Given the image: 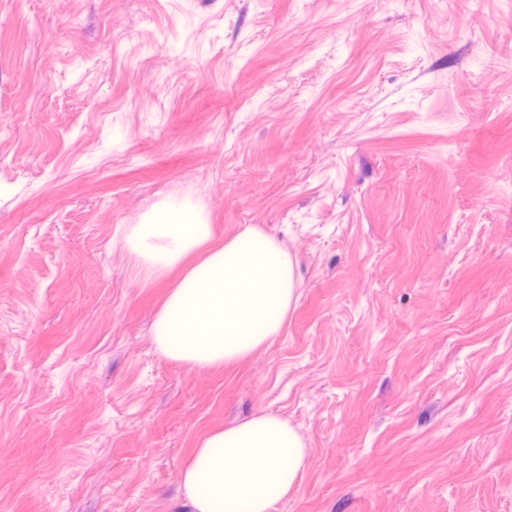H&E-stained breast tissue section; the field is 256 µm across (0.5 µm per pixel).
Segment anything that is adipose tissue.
I'll list each match as a JSON object with an SVG mask.
<instances>
[{
  "mask_svg": "<svg viewBox=\"0 0 512 512\" xmlns=\"http://www.w3.org/2000/svg\"><path fill=\"white\" fill-rule=\"evenodd\" d=\"M213 236L186 206L130 225L126 235L144 281L181 269L152 342L164 357L198 367L242 360L267 345L296 301V262L274 235L248 225L220 245ZM304 457L287 418L259 413L206 436L180 481L194 512H274Z\"/></svg>",
  "mask_w": 512,
  "mask_h": 512,
  "instance_id": "1",
  "label": "adipose tissue"
}]
</instances>
